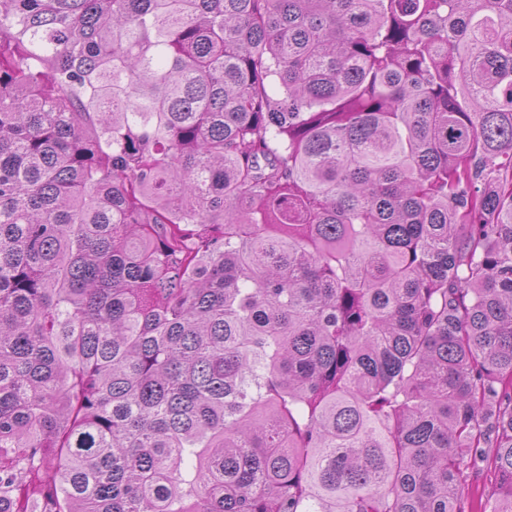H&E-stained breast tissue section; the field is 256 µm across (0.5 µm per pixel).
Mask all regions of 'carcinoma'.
Instances as JSON below:
<instances>
[{
	"mask_svg": "<svg viewBox=\"0 0 512 512\" xmlns=\"http://www.w3.org/2000/svg\"><path fill=\"white\" fill-rule=\"evenodd\" d=\"M0 512H512V0H0Z\"/></svg>",
	"mask_w": 512,
	"mask_h": 512,
	"instance_id": "obj_1",
	"label": "carcinoma"
}]
</instances>
